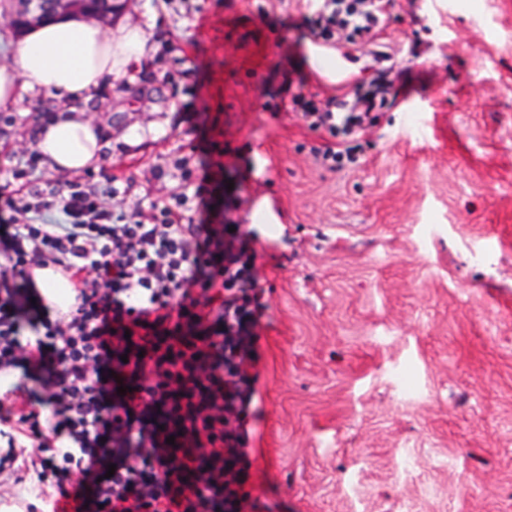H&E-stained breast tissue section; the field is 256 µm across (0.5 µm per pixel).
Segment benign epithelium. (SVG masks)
Masks as SVG:
<instances>
[{"instance_id":"obj_1","label":"benign epithelium","mask_w":512,"mask_h":512,"mask_svg":"<svg viewBox=\"0 0 512 512\" xmlns=\"http://www.w3.org/2000/svg\"><path fill=\"white\" fill-rule=\"evenodd\" d=\"M69 0H17L10 14L14 19L35 21L68 10ZM254 337L244 336L238 321H224V479L233 482L241 465H249L238 448V436L249 409L248 399L252 392L250 373L252 343ZM242 481L237 492L224 501V512H246L247 494Z\"/></svg>"}]
</instances>
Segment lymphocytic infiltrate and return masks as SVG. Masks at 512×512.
Returning <instances> with one entry per match:
<instances>
[{
    "instance_id": "f902f5d3",
    "label": "lymphocytic infiltrate",
    "mask_w": 512,
    "mask_h": 512,
    "mask_svg": "<svg viewBox=\"0 0 512 512\" xmlns=\"http://www.w3.org/2000/svg\"><path fill=\"white\" fill-rule=\"evenodd\" d=\"M390 0H305L312 41L371 57L374 75L339 97L299 81L291 103L329 137L313 149L336 170L396 103L400 68L381 33ZM24 155L0 224V475L32 482L26 512H224V291L258 286L252 233L224 215V144L177 159L164 198L123 206L117 177L40 180ZM54 267L72 302L50 309L31 268ZM120 482L107 478L108 470Z\"/></svg>"
}]
</instances>
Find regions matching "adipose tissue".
I'll return each instance as SVG.
<instances>
[{"mask_svg": "<svg viewBox=\"0 0 512 512\" xmlns=\"http://www.w3.org/2000/svg\"><path fill=\"white\" fill-rule=\"evenodd\" d=\"M147 51L142 27L117 23L105 29L89 20L58 18L25 31L15 66L0 68V108L22 98L50 97L58 109L41 129L37 148L50 167L81 170L102 148L86 112L92 92L107 78L125 77Z\"/></svg>", "mask_w": 512, "mask_h": 512, "instance_id": "1", "label": "adipose tissue"}]
</instances>
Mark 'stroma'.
I'll use <instances>...</instances> for the list:
<instances>
[{
    "label": "stroma",
    "mask_w": 512,
    "mask_h": 512,
    "mask_svg": "<svg viewBox=\"0 0 512 512\" xmlns=\"http://www.w3.org/2000/svg\"><path fill=\"white\" fill-rule=\"evenodd\" d=\"M151 50L95 96L94 172L128 203L176 181L193 113L224 130V177L255 231L262 304L245 451L257 512H512V0H393L384 37L411 80L321 167L291 82L316 81L293 0H118ZM420 103L432 131L403 127ZM52 101L0 111L5 151L34 149ZM412 387H405L403 373Z\"/></svg>",
    "instance_id": "1"
}]
</instances>
